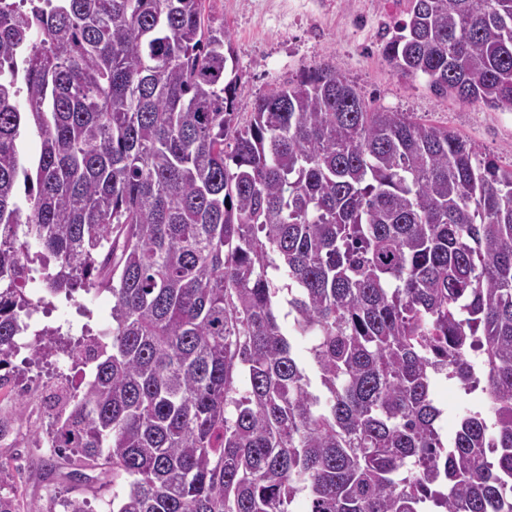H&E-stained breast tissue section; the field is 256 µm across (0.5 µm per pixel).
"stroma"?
<instances>
[{
  "instance_id": "1",
  "label": "stroma",
  "mask_w": 512,
  "mask_h": 512,
  "mask_svg": "<svg viewBox=\"0 0 512 512\" xmlns=\"http://www.w3.org/2000/svg\"><path fill=\"white\" fill-rule=\"evenodd\" d=\"M205 12L228 33L238 73L237 110L249 115L256 99L297 80L309 68L335 65L367 106L403 112L447 128L474 143L504 168L512 167V111L436 96L426 77L399 76L382 53L389 28L403 19L406 0H205ZM110 294L84 295L79 305L56 300L45 324L104 327ZM57 355L34 357L23 349L12 357L10 383L0 391V423L13 426L0 443V491L17 492L19 512H48L51 492H65L63 474L42 470L50 457L38 440L51 417L48 397L56 388Z\"/></svg>"
}]
</instances>
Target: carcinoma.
I'll use <instances>...</instances> for the list:
<instances>
[{
  "label": "carcinoma",
  "instance_id": "carcinoma-1",
  "mask_svg": "<svg viewBox=\"0 0 512 512\" xmlns=\"http://www.w3.org/2000/svg\"><path fill=\"white\" fill-rule=\"evenodd\" d=\"M202 2L0 0V367L28 281L112 296L65 344L92 366L48 428L70 490L103 468L112 512H512V169L328 64L241 121ZM421 2L393 69L512 110V0ZM31 335L46 356L61 329ZM443 378L478 394L446 438Z\"/></svg>",
  "mask_w": 512,
  "mask_h": 512
}]
</instances>
